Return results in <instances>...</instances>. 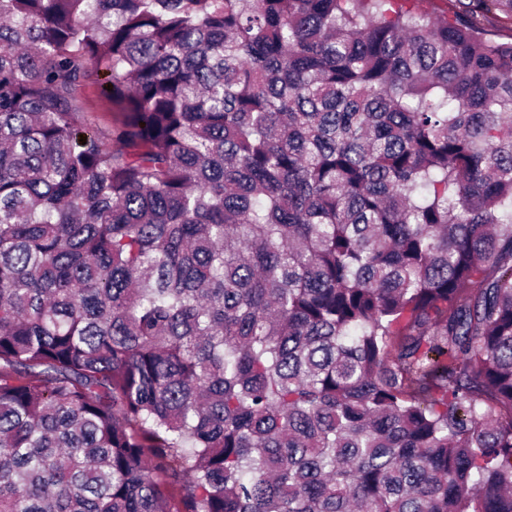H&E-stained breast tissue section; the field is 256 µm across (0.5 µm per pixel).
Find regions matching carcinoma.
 Wrapping results in <instances>:
<instances>
[{"label": "carcinoma", "instance_id": "cac0c4a2", "mask_svg": "<svg viewBox=\"0 0 512 512\" xmlns=\"http://www.w3.org/2000/svg\"><path fill=\"white\" fill-rule=\"evenodd\" d=\"M423 2L0 0V512H512V0ZM104 87L106 84L88 82L82 90V101L85 111L97 127L108 130L118 123L121 115L115 111L112 101L103 93Z\"/></svg>", "mask_w": 512, "mask_h": 512}]
</instances>
